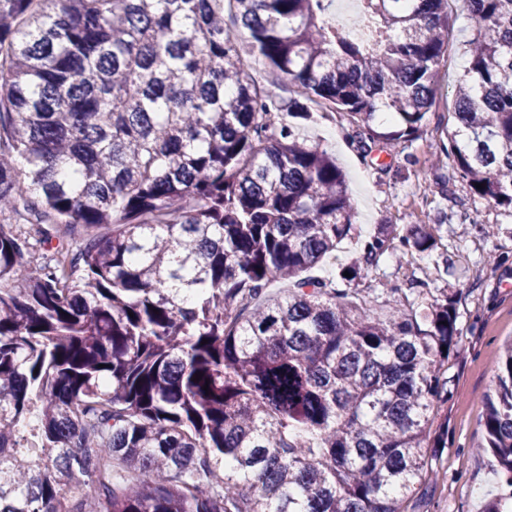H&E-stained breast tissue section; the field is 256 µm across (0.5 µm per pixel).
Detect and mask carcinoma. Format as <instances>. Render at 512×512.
Returning a JSON list of instances; mask_svg holds the SVG:
<instances>
[{
  "label": "carcinoma",
  "instance_id": "1",
  "mask_svg": "<svg viewBox=\"0 0 512 512\" xmlns=\"http://www.w3.org/2000/svg\"><path fill=\"white\" fill-rule=\"evenodd\" d=\"M468 2L440 154L511 216L512 0ZM331 3L229 0L231 28L224 0H0V512H404L447 447L457 299L379 315L358 287L443 221L381 225L341 288L308 275L355 206L290 119L414 139L448 0H361L371 46ZM245 39L296 97L246 79ZM485 406L512 486V343Z\"/></svg>",
  "mask_w": 512,
  "mask_h": 512
}]
</instances>
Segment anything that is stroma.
I'll list each match as a JSON object with an SVG mask.
<instances>
[{
	"instance_id": "stroma-1",
	"label": "stroma",
	"mask_w": 512,
	"mask_h": 512,
	"mask_svg": "<svg viewBox=\"0 0 512 512\" xmlns=\"http://www.w3.org/2000/svg\"><path fill=\"white\" fill-rule=\"evenodd\" d=\"M448 12V50L433 85L436 105L418 138L380 143L366 155L357 148L359 130L346 113L314 103L306 123L310 139L335 156L347 175L358 234L319 264L316 275L337 277L340 265L354 257L358 238L373 233L376 225L405 230L437 212L446 215L436 250L413 258L383 257L361 282L378 312L385 309L390 289L413 282L425 284L432 295L453 293L459 300L462 351L449 371L452 395L436 418L448 426V446L432 458L405 512H484L501 491L496 462L482 449L483 420L502 347L512 340V216L473 197L465 181L449 180L447 168L433 157L439 128L455 109L474 34L463 0H448ZM484 225L493 226V234H482ZM446 257L454 263L453 273L444 271Z\"/></svg>"
}]
</instances>
